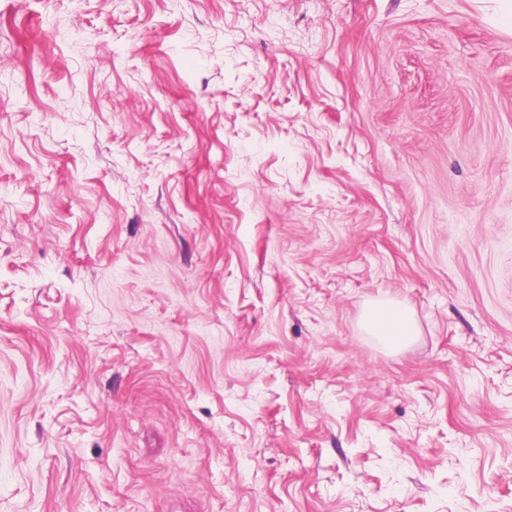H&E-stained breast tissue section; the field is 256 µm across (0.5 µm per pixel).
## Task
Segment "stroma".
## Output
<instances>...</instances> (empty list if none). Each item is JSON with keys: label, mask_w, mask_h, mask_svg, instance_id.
Segmentation results:
<instances>
[{"label": "stroma", "mask_w": 512, "mask_h": 512, "mask_svg": "<svg viewBox=\"0 0 512 512\" xmlns=\"http://www.w3.org/2000/svg\"><path fill=\"white\" fill-rule=\"evenodd\" d=\"M505 8L0 0V512H512ZM370 331L383 342L399 346L415 336L414 324L408 313L389 302L375 304L366 317Z\"/></svg>", "instance_id": "stroma-1"}]
</instances>
